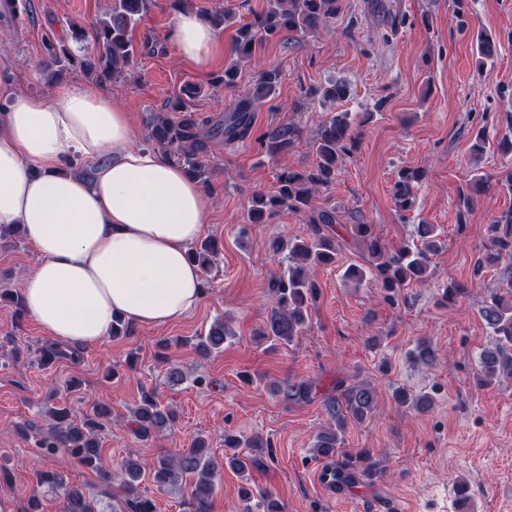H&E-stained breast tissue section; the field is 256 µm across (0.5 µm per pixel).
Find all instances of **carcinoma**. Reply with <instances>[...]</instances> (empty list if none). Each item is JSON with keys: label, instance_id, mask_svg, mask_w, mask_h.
<instances>
[{"label": "carcinoma", "instance_id": "carcinoma-1", "mask_svg": "<svg viewBox=\"0 0 512 512\" xmlns=\"http://www.w3.org/2000/svg\"><path fill=\"white\" fill-rule=\"evenodd\" d=\"M343 0H266L262 12L254 15L251 22L236 29L234 53L239 60H250L256 53L257 45L265 41H283L290 32L317 31L329 20L336 19L342 10ZM151 0H112L105 17L96 21L97 40L94 51L79 56L65 45L49 43V53L58 72L80 65L86 73L99 82H111L128 72L135 56L133 32L142 16L146 14ZM494 37L483 31L477 36L478 66L494 59ZM280 74L274 68L259 72L255 83L247 91L232 99L224 107V115L215 120L201 117L193 109V102L199 97L201 88L188 84L171 101L166 112L150 114L147 122L146 143L162 151L178 166L186 169L199 183L209 182L208 172L203 163L212 147L223 142L233 144L248 139L254 128V112L257 101L272 95L279 83ZM322 100L334 104L344 100L347 86L331 81L326 87L314 90ZM181 116L174 119L171 113ZM369 114L362 112L351 117L346 112L332 115L319 128L312 141L315 162L304 171L284 168L281 170L273 192L259 191L249 201L248 218L250 223L259 224L265 217L282 209L292 211L307 218L311 235L307 238H294L287 244L273 246L276 253H284L281 267L267 282V292L273 300V307L265 326L258 337L275 349L291 343L302 333L309 318L310 305L318 297V287L311 276L310 268L336 263L339 252L344 248H357L366 256L367 266H351L346 276L356 281L370 279L382 289V300L393 304L400 290L413 284H423L429 275L430 255L436 244V227L433 224H419L416 237L420 245H402L389 248L374 232V225H340L336 208L312 206V199L327 190L336 182L339 161L350 151L352 143L351 126L362 124ZM506 132L492 141L488 131L476 133L472 148L484 151L494 145L501 152H512V116L505 118ZM300 138V129L292 122H283L272 130L257 137L259 144L270 155H277ZM425 172L421 169L404 168L399 171L394 185V198L399 210L406 212L414 208V184L422 181ZM498 186L499 191L512 196V169L495 179L488 174H479L467 183V189L459 193L457 223L465 224L472 211V198L468 190L479 185L488 188ZM341 227L347 233L342 236L335 231ZM486 252L477 256L473 273L478 277L484 269L504 257H512V207L502 211L487 225ZM219 245L214 238H207L189 251L190 258L202 269L212 267L218 255ZM485 325L497 337V344L484 350L479 358V379L489 385L500 378L512 377V283L500 292H494L485 301L480 311ZM233 337L232 331L224 322L213 323L205 334L195 337L193 346L202 356L219 352L224 343ZM79 358L76 351H68L56 343H48L40 349V361L44 365L58 359ZM316 385L301 382L289 384L280 389L287 400H308ZM395 402L401 406L414 408L420 412L429 409L431 402L426 397L417 396L406 390L393 394ZM378 395L368 384L345 385L336 383V394L324 400L329 425L321 429L313 444V453L319 457L336 455L341 445L339 434L348 421L360 423L373 413ZM132 432L141 440L148 439L171 428L175 414L165 408L152 392L143 393L141 400L131 410ZM49 423L43 429L34 431V447L38 448L37 459L57 458L65 455L88 469L96 472L99 490L69 486L60 471L34 470L37 486L44 487L62 502V512H112L113 505L102 507L103 497L108 495L114 476L112 471L100 465L103 434L112 425V410L98 404L92 413L79 422H74L72 412L66 405L52 407L48 411ZM262 448L264 443L254 438L248 442L232 434L224 436V447L232 450L228 463L240 474L265 466L258 455H242L238 449L243 446ZM375 466L368 448H360L347 454L337 462L331 477L336 485L348 486L371 475ZM224 462L216 459L208 450L205 441L197 437L189 445L175 454L160 456L149 471L141 464L127 458L120 469V482L124 499L119 508L124 512H156V504L143 495L139 483L144 474L152 477L160 490L187 482L192 488L194 512H210L211 502L216 493L218 475ZM248 500L258 499L262 512H283L281 501L272 491L245 492Z\"/></svg>", "mask_w": 512, "mask_h": 512}]
</instances>
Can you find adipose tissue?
<instances>
[{
	"label": "adipose tissue",
	"mask_w": 512,
	"mask_h": 512,
	"mask_svg": "<svg viewBox=\"0 0 512 512\" xmlns=\"http://www.w3.org/2000/svg\"><path fill=\"white\" fill-rule=\"evenodd\" d=\"M182 58L207 62L217 35L179 14ZM128 112L99 87L60 85L54 101L0 94V226L21 225L39 260L23 280L27 313L57 344L94 346L113 319L163 326L198 305L187 253L205 233L206 197L163 153L135 146ZM96 164L93 182L73 162Z\"/></svg>",
	"instance_id": "adipose-tissue-1"
}]
</instances>
